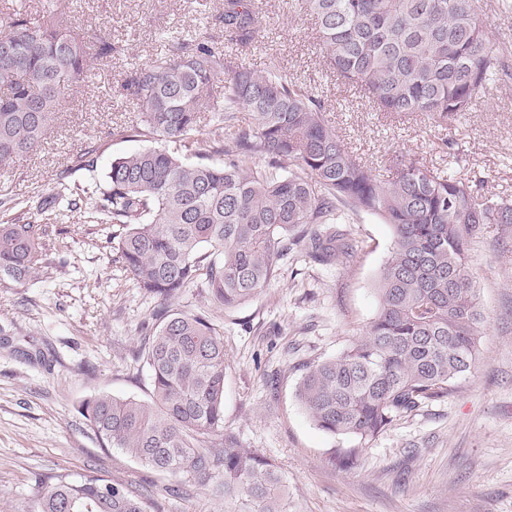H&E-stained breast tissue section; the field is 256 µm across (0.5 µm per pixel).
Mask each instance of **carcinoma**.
<instances>
[{
    "instance_id": "cac0c4a2",
    "label": "carcinoma",
    "mask_w": 512,
    "mask_h": 512,
    "mask_svg": "<svg viewBox=\"0 0 512 512\" xmlns=\"http://www.w3.org/2000/svg\"><path fill=\"white\" fill-rule=\"evenodd\" d=\"M304 2L336 81L358 88L379 112H425L446 129L491 77H512V60L478 18V0ZM222 22L241 46L261 37L256 0H224ZM110 56V32L89 43L78 37L59 0L36 18L18 14L1 26L0 166L38 148L65 90L85 81L92 58ZM126 89L138 121L116 134L155 146L114 158L84 214L122 226L112 249L137 287L170 300L202 281L217 303L242 305L295 248L323 264L351 257L344 209L362 211L393 232L379 312L346 351L307 367L301 405L319 429L368 440L472 371L480 313L468 244L484 226L512 224L511 199L404 157L394 159L391 178H379L351 154L311 86L273 61L260 74L196 38L170 40L161 64L135 71ZM203 112L213 113L220 165L196 150ZM96 151L61 171L57 192L38 198V214L83 210L65 179L92 166ZM49 228L0 224L1 279L33 277ZM142 354L151 401L100 395L81 405L104 446L156 471L216 483L224 512H288L278 469L224 434V336L216 326L165 310ZM36 509L148 512V500L102 474L56 475L39 486Z\"/></svg>"
}]
</instances>
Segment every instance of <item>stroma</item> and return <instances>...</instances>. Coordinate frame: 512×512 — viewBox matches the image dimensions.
<instances>
[{
  "instance_id": "1",
  "label": "stroma",
  "mask_w": 512,
  "mask_h": 512,
  "mask_svg": "<svg viewBox=\"0 0 512 512\" xmlns=\"http://www.w3.org/2000/svg\"><path fill=\"white\" fill-rule=\"evenodd\" d=\"M256 4L266 37L243 48L224 40V0H65L68 27L87 39L110 30L112 55L67 91L41 146L0 168V194H53L60 171L91 144L94 164L70 186H105L113 158L147 146L113 133L137 120L131 75L159 64L171 38L198 37L256 71L277 59L316 87L329 123L381 178L402 155L512 199V80L488 82L444 130L423 112H378L328 69L303 0ZM446 137L453 153L441 150ZM347 230L354 251L345 262L293 251L256 299L227 309L199 284L169 301L137 288L114 260L112 225L76 212L56 224L35 277L0 281V512H34L45 476L91 472L132 485L152 512H224L212 485L104 447L79 412L101 394L150 401L140 347L165 309L206 315L223 334L224 431L277 466L288 512H512V224L482 228L468 251L482 315L474 369L370 440L320 430L296 398L307 365L340 355L378 313L392 229L360 212Z\"/></svg>"
}]
</instances>
